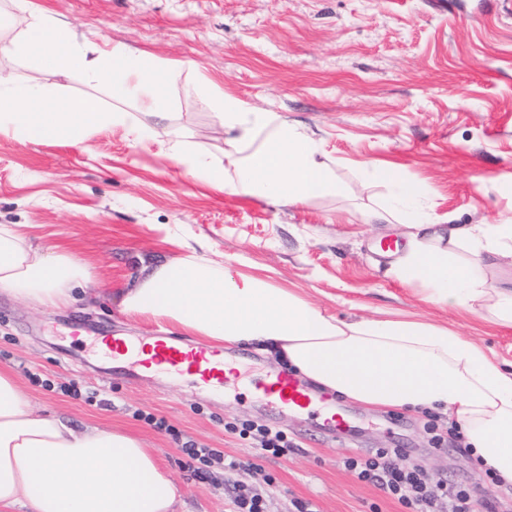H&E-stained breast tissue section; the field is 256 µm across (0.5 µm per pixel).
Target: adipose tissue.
Returning <instances> with one entry per match:
<instances>
[{"label": "adipose tissue", "mask_w": 512, "mask_h": 512, "mask_svg": "<svg viewBox=\"0 0 512 512\" xmlns=\"http://www.w3.org/2000/svg\"><path fill=\"white\" fill-rule=\"evenodd\" d=\"M20 54L47 74H81L108 83L112 96L142 100L149 120L102 111L91 96L62 99L38 80L0 77V131L23 143L74 144L106 127L152 140L169 120L168 84L175 67L113 45L93 58L74 30L29 12L0 53ZM226 133L217 158L178 140L160 143L161 156L212 188L268 204L305 205L336 194L332 166L319 142L276 112H257L207 76L197 78ZM393 189L390 207L364 213L368 224L401 219L406 244L387 274L418 288L426 301L457 307L512 327V289L490 287L489 255L512 254V224L446 223L417 208L419 188L392 162L369 167ZM180 255L143 265L122 295V313L171 326L225 346L250 345L298 376L369 407L440 409L462 425L481 467L512 485V369L491 350L465 341L448 326L416 319L344 320L302 292L269 277L240 273L178 238ZM89 268L71 255L36 248L12 224L0 225V292L33 305L72 306ZM179 488L143 443L103 428L75 431L33 407L14 375L0 369V512H174Z\"/></svg>", "instance_id": "ef3b65f1"}]
</instances>
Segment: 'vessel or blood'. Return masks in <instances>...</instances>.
<instances>
[{
  "instance_id": "obj_1",
  "label": "vessel or blood",
  "mask_w": 512,
  "mask_h": 512,
  "mask_svg": "<svg viewBox=\"0 0 512 512\" xmlns=\"http://www.w3.org/2000/svg\"><path fill=\"white\" fill-rule=\"evenodd\" d=\"M102 343L109 355L123 357L128 364L144 371L188 372L209 387L223 386L226 380L223 369L215 364L210 351L187 347L174 336H154L149 346L130 336H106ZM262 391L264 399L293 412L307 410L318 400L311 388L285 370L270 373Z\"/></svg>"
}]
</instances>
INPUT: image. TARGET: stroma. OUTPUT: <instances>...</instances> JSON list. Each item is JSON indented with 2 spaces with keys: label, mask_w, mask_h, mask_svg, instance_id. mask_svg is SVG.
Wrapping results in <instances>:
<instances>
[{
  "label": "stroma",
  "mask_w": 512,
  "mask_h": 512,
  "mask_svg": "<svg viewBox=\"0 0 512 512\" xmlns=\"http://www.w3.org/2000/svg\"><path fill=\"white\" fill-rule=\"evenodd\" d=\"M69 23L78 42L108 54L123 43L181 64L168 86L173 117L159 134L221 155L224 131L196 86L197 74L259 111L272 110L317 139L340 193L297 207L213 190L120 129L75 144H24L0 133V225H23L35 245L55 247L92 273L84 298L45 310L0 292V367L12 370L39 410L75 430L100 427L140 439L178 484L175 512H230L234 484L260 497L265 512H402L394 500L345 469L344 458L374 448L406 449L411 462L448 485L482 468L466 448L432 443L427 417L326 395L353 428L326 435L320 415L267 406L253 388L274 369L249 347H231L238 375L223 390L111 367L99 331L149 340L160 328L125 316L120 301L143 264L177 255L172 236L204 240L212 257L246 274L268 271L340 317H406L443 324L512 363V327L426 302L385 275L376 250L399 239L396 224L352 221L386 197L364 173L369 161L399 164L422 187V202L454 224L512 220V0H28ZM0 75L39 78L60 97L117 102L107 84L79 75H34L28 61L0 54ZM77 385L70 393L69 385ZM165 418L170 432L136 418ZM252 421L286 430L287 456L254 459L249 472L212 464L202 478L180 467L171 437L242 460L247 443L228 425Z\"/></svg>",
  "instance_id": "35a3bbf8"
}]
</instances>
